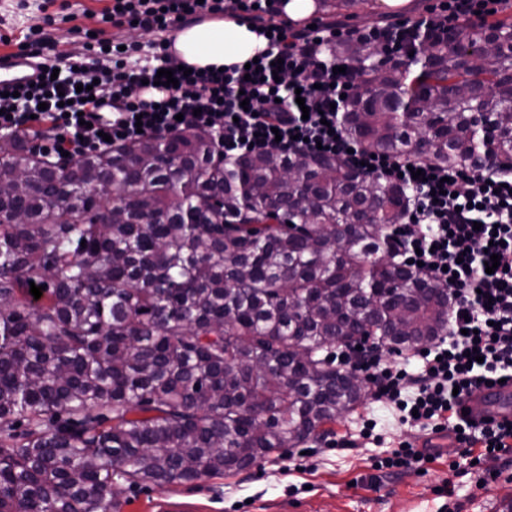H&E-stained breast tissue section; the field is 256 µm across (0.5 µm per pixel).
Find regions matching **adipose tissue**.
Wrapping results in <instances>:
<instances>
[{"label": "adipose tissue", "instance_id": "adipose-tissue-1", "mask_svg": "<svg viewBox=\"0 0 512 512\" xmlns=\"http://www.w3.org/2000/svg\"><path fill=\"white\" fill-rule=\"evenodd\" d=\"M267 44L252 25L212 19L181 28L175 37L173 58L198 68H227L256 57Z\"/></svg>", "mask_w": 512, "mask_h": 512}]
</instances>
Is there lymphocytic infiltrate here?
<instances>
[{"label": "lymphocytic infiltrate", "mask_w": 512, "mask_h": 512, "mask_svg": "<svg viewBox=\"0 0 512 512\" xmlns=\"http://www.w3.org/2000/svg\"><path fill=\"white\" fill-rule=\"evenodd\" d=\"M501 0H441L426 16L361 28L336 21L295 27L282 20L279 0H112L103 15L115 28L138 27L151 40L109 43L94 63L81 55L55 54L45 34L32 40L29 58L41 59L40 76L18 84L17 96H0V132L46 124L41 138L51 153L70 157L102 151L141 136H166L195 127L211 133L225 156L250 152H322L352 167L369 166L373 176L403 186L407 210L390 232L393 256L421 261L431 280L448 290V332L418 350V370L384 363L378 345L337 348V368L358 371L375 404L398 425L434 433L452 432L467 449L449 463L470 473L473 448L482 455L512 453V424L477 425L462 412L464 396L500 379H512V176L480 167L453 170L394 155H370L347 134L343 97L351 74L345 58L328 54L344 39L382 44L393 54L423 39H444L461 26L487 23ZM211 16L247 22L268 35L258 68L246 71L193 69L184 74L172 60L171 31L177 24ZM281 69H274V61ZM172 71L178 87L161 100L146 98L158 70ZM92 88L83 100L77 85ZM500 265L487 273L491 255Z\"/></svg>", "instance_id": "1"}]
</instances>
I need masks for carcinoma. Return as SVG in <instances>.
<instances>
[{
	"label": "carcinoma",
	"instance_id": "1",
	"mask_svg": "<svg viewBox=\"0 0 512 512\" xmlns=\"http://www.w3.org/2000/svg\"><path fill=\"white\" fill-rule=\"evenodd\" d=\"M493 29L474 61L461 28L412 70L359 71L351 137L445 168L512 160V23ZM30 139L0 155V512H119V487L318 442L366 397L332 363L344 338L400 354L448 331V289L389 260L398 185L304 151L226 160L191 127L65 164Z\"/></svg>",
	"mask_w": 512,
	"mask_h": 512
}]
</instances>
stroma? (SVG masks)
Listing matches in <instances>:
<instances>
[{"label": "stroma", "instance_id": "35a3bbf8", "mask_svg": "<svg viewBox=\"0 0 512 512\" xmlns=\"http://www.w3.org/2000/svg\"><path fill=\"white\" fill-rule=\"evenodd\" d=\"M317 17L352 25L372 26L391 21L376 0H314ZM112 0H0V55L20 51L30 29L41 26L51 37L57 54L65 55L104 40H149L141 30L116 29L102 21ZM377 422V432L388 441L413 444L425 434L416 427L395 425L391 414L372 401H364L338 420L332 435L316 446L306 468H298L299 451L286 448L265 461L230 476L190 483L125 490L120 512H285L293 501L304 502L308 512H500L512 506V467L504 460L485 457L478 472L459 474L449 467L447 449H439L423 468L377 470L376 459L389 456L360 439L365 420ZM352 439L343 448L339 439ZM486 484H479V477ZM452 496H442V487Z\"/></svg>", "mask_w": 512, "mask_h": 512}]
</instances>
